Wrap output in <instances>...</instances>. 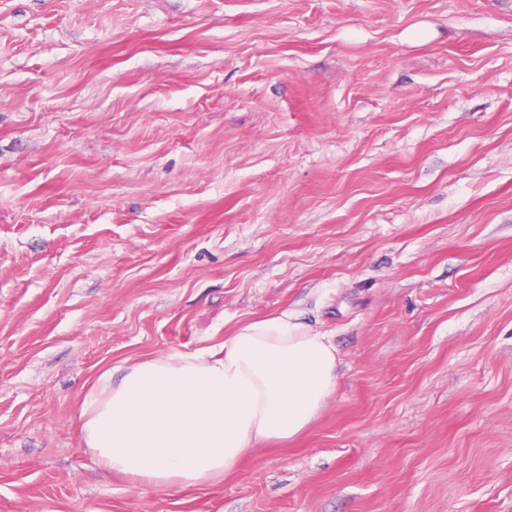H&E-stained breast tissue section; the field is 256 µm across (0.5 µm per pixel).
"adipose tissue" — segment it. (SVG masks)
Listing matches in <instances>:
<instances>
[{
    "mask_svg": "<svg viewBox=\"0 0 512 512\" xmlns=\"http://www.w3.org/2000/svg\"><path fill=\"white\" fill-rule=\"evenodd\" d=\"M337 365L331 337L289 315L251 320L194 352L104 370L83 399L79 439L104 473L138 487L216 483L261 444L304 433Z\"/></svg>",
    "mask_w": 512,
    "mask_h": 512,
    "instance_id": "1",
    "label": "adipose tissue"
}]
</instances>
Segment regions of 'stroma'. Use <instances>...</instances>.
<instances>
[{"mask_svg":"<svg viewBox=\"0 0 512 512\" xmlns=\"http://www.w3.org/2000/svg\"><path fill=\"white\" fill-rule=\"evenodd\" d=\"M281 313L303 435L102 476V371ZM0 512H512V0H0Z\"/></svg>","mask_w":512,"mask_h":512,"instance_id":"35a3bbf8","label":"stroma"}]
</instances>
